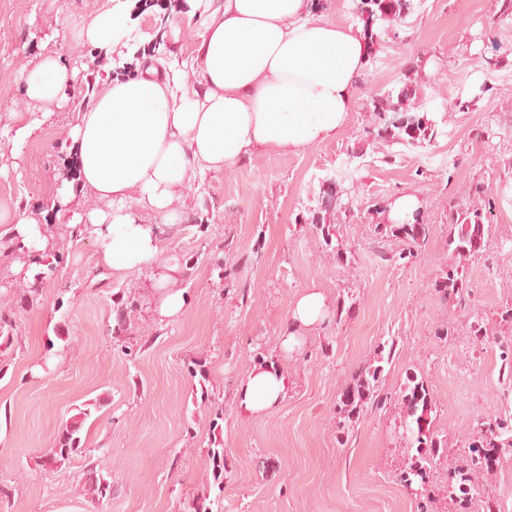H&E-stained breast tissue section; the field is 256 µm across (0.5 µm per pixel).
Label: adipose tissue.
Segmentation results:
<instances>
[{"label":"adipose tissue","mask_w":512,"mask_h":512,"mask_svg":"<svg viewBox=\"0 0 512 512\" xmlns=\"http://www.w3.org/2000/svg\"><path fill=\"white\" fill-rule=\"evenodd\" d=\"M190 64L178 69L143 57L119 77L97 79L89 103L67 133L77 153L76 181L56 194L71 208V226H84L104 265L121 274L148 268L160 317L180 315L176 285L182 269L166 254L162 225L174 223L197 180L234 169L269 151L294 152L335 137L349 122L368 67L361 28L318 12L314 0H187ZM125 22L111 5L88 22L86 44L111 57ZM75 70L46 55L24 63V98L41 108L65 101ZM94 199L95 207H78ZM324 294L306 288L280 334L291 351L300 333L325 316ZM287 382L267 362L252 367L240 405L257 415L277 405Z\"/></svg>","instance_id":"adipose-tissue-1"}]
</instances>
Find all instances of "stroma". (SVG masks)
<instances>
[{
  "label": "stroma",
  "instance_id": "1",
  "mask_svg": "<svg viewBox=\"0 0 512 512\" xmlns=\"http://www.w3.org/2000/svg\"><path fill=\"white\" fill-rule=\"evenodd\" d=\"M106 0H0V235L7 214L28 208L49 237L52 276L25 280L0 254V512H419L399 480L407 459L398 400L407 373L422 377L431 427L442 447L431 470L428 512H454L448 471L469 453L485 419L512 415V15L502 0H426L406 26L381 32L347 127L301 152H267L206 174L189 208L163 238L183 268L185 307L160 318L151 270L105 267L93 237L72 236L55 194L77 176L66 132L84 111L104 58L79 37ZM185 0H128L139 49L189 61L191 35L166 31ZM76 67L67 103L25 142L16 115L32 112L21 64L47 53ZM433 63L426 81L446 114L437 137L388 145L369 132L371 91L401 87L412 60ZM467 102L464 110L455 109ZM451 103L444 111L443 103ZM353 170L349 206L330 216L326 245L312 222L328 181ZM490 189L481 249L460 258L448 245L453 221ZM420 201L430 235L420 255L375 233L398 196ZM455 266L466 287L443 297ZM324 294L327 314L290 353L278 347L305 288ZM395 352L378 362L379 344ZM278 363L285 397L266 413L239 406L258 358ZM382 366L388 399L339 442L336 402L361 371ZM92 405L80 448L50 462L64 424ZM224 451L214 463L210 451ZM110 484L106 498L90 478ZM494 512H512V459L483 475Z\"/></svg>",
  "mask_w": 512,
  "mask_h": 512
}]
</instances>
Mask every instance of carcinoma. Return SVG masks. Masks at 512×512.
Masks as SVG:
<instances>
[{
	"mask_svg": "<svg viewBox=\"0 0 512 512\" xmlns=\"http://www.w3.org/2000/svg\"><path fill=\"white\" fill-rule=\"evenodd\" d=\"M425 0H355L354 17L362 23L365 37L370 45L378 40L377 28L380 25L393 27L407 25V18L422 8ZM427 97L426 86L408 80L398 93H384L380 90L370 95L367 111L370 112L373 128L377 136L392 144L417 145L432 141L437 136L438 122L434 115L423 110ZM480 209L466 211L458 224V231L450 234L448 246L459 257L474 252L470 233L466 226L482 222ZM399 234L406 239L408 257L414 258L427 242L429 225L395 224L392 226L377 224L375 232L384 229ZM462 287L457 278V269L448 266L439 288L445 294H455ZM382 366L360 374L357 383L343 392L336 403L338 430L345 434L366 405L380 406L385 398L379 390ZM400 402L404 411V429L406 432L407 463L401 471L399 480L407 485H418L419 497L431 499L429 472L435 456L439 453L440 442L431 430L429 414L431 398L423 380L414 374L406 376L400 390ZM91 410L79 412L80 419L66 426L59 446L50 450V457L65 458L78 449L79 432L84 419ZM504 455H512V417H496L489 420L479 430L477 439L470 445V455L448 472V498L455 504L456 512H472L474 501L483 498L479 477L491 469Z\"/></svg>",
	"mask_w": 512,
	"mask_h": 512,
	"instance_id": "cac0c4a2",
	"label": "carcinoma"
}]
</instances>
